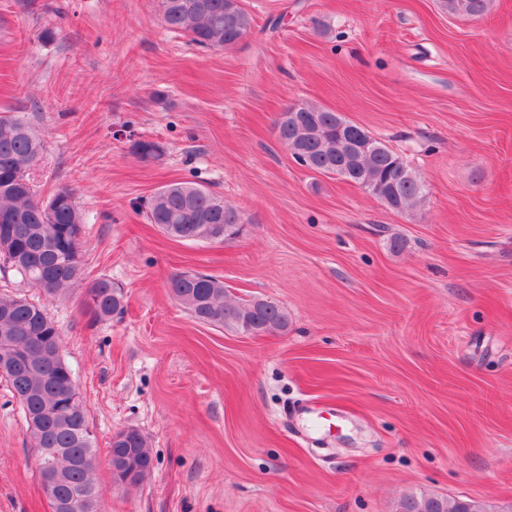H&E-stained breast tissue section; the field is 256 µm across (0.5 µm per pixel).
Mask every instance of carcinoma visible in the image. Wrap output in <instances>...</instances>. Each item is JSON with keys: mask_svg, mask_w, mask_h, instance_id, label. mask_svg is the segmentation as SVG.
Returning a JSON list of instances; mask_svg holds the SVG:
<instances>
[{"mask_svg": "<svg viewBox=\"0 0 512 512\" xmlns=\"http://www.w3.org/2000/svg\"><path fill=\"white\" fill-rule=\"evenodd\" d=\"M491 0H442L448 14L483 16ZM162 25L203 49L222 50L237 44L253 27V17L241 0H159ZM278 137L292 157L313 172L336 176L357 185L390 209L404 211L424 200L421 181L410 167L364 128L339 114L305 104L298 112H283L276 122ZM143 161L161 155L160 145L140 140L133 145ZM46 151L44 138L13 112L0 113V266L32 288L63 295L83 281L84 219L72 189L61 186L44 198L42 209L33 172ZM147 218L174 238L235 239L243 219L210 189L195 182H174L148 201ZM174 298L198 321L231 325L259 333L288 331L290 318L282 307L266 302L258 308L230 297L224 283L204 274L183 272L169 282ZM86 305L96 321L124 312V289L100 277L85 291ZM61 336L43 306L24 295L0 293V358L19 355L26 364L0 363L5 380L19 402L37 451L41 483L56 477L48 494L52 512H81L85 498L103 501L94 477L96 440L85 405L68 413L56 411L57 393L72 370L59 352ZM109 466L113 481L136 486L151 475L154 458L143 433L133 428L111 443ZM402 512H492L482 502L443 497H408Z\"/></svg>", "mask_w": 512, "mask_h": 512, "instance_id": "carcinoma-1", "label": "carcinoma"}]
</instances>
